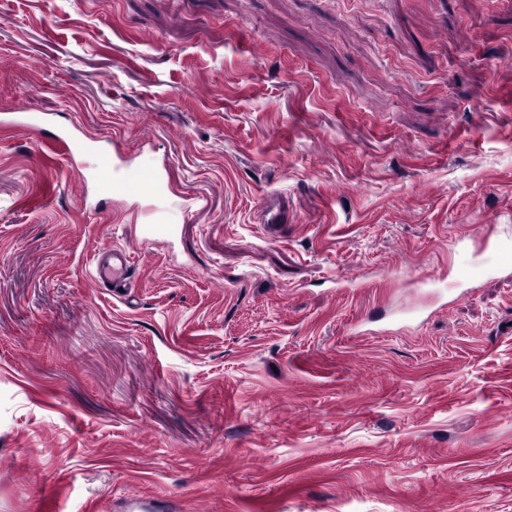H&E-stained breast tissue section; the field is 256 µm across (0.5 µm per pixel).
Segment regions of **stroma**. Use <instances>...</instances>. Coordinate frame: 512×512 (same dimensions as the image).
<instances>
[{"label": "stroma", "mask_w": 512, "mask_h": 512, "mask_svg": "<svg viewBox=\"0 0 512 512\" xmlns=\"http://www.w3.org/2000/svg\"><path fill=\"white\" fill-rule=\"evenodd\" d=\"M20 98L101 134L87 164L143 144L186 214L143 244L136 199L80 209L66 154L0 127V512H512V281L385 278L456 277L512 209V0H0ZM296 222V213L288 194L278 190L267 192L261 209L254 214V223L258 224L264 236L271 241L286 237L288 224ZM92 263L93 282L97 288H104L118 297L128 295L135 288L130 255L125 249L119 246L99 249L94 253ZM174 505L175 501L172 498L156 497L148 502L136 503L132 507H128L127 502L114 503L113 510H124V512H169L174 510Z\"/></svg>", "instance_id": "obj_1"}]
</instances>
